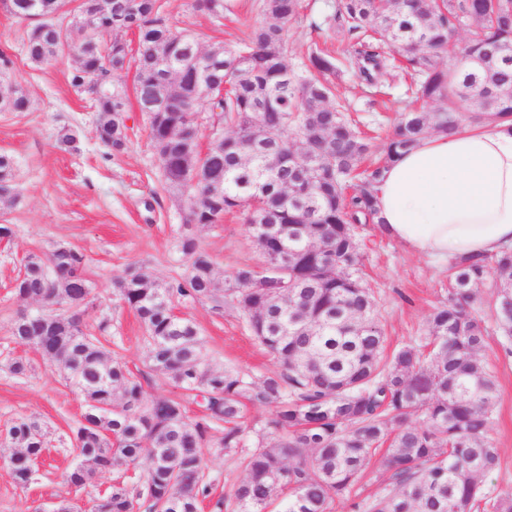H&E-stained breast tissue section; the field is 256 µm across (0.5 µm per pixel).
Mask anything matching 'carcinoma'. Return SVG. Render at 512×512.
<instances>
[{
    "mask_svg": "<svg viewBox=\"0 0 512 512\" xmlns=\"http://www.w3.org/2000/svg\"><path fill=\"white\" fill-rule=\"evenodd\" d=\"M15 16L40 22L26 32L28 59L49 63L72 54L70 84L97 112L96 136L111 155L129 143L123 73L135 68L139 111L149 110V136L164 188L187 205L186 226L217 224L240 211L257 249L278 273L246 264L216 277L207 250L190 232L178 239L186 273L163 281L145 265L113 279L115 295L143 324L146 364L204 412L191 418L186 400L149 397L140 378L108 349L107 324L88 326L94 311L85 256L59 245L24 264L13 294L40 307L21 313L10 336L36 345L85 397L70 427L80 462L64 475L75 493L96 474L145 468V482L110 486L95 512H198L213 484L199 453L216 432L217 451L243 456L246 476L217 512H330L374 456L392 488L369 512H512V493H486L481 477L500 461L488 437L497 383L480 353L489 334L476 286L495 276V325L512 338V252L448 267V296L429 318V357L406 344L386 352L375 303L357 273L362 256L353 225L376 222L374 189L384 166L359 170L372 145L330 101L335 59L309 55L298 72L288 63V28L301 0H264L265 20L248 40L204 47L179 29L162 0H0ZM223 24L231 0H195ZM81 16L75 22L68 18ZM334 19L356 36L349 61L380 67L385 49L419 78L416 100L438 104L403 113L385 159L409 150L436 129L453 131L461 112L512 116V0H339ZM472 29L462 41L459 27ZM106 31H135L138 47ZM454 59L440 67L442 53ZM0 51V112H25L27 96ZM211 113L207 152L197 114ZM15 161L0 153V203L16 200ZM238 308L278 362L249 380L206 363L195 323L174 314L181 301ZM273 407L271 432L250 440L240 424L246 403ZM16 452L9 466L22 487L35 480L47 448L38 420L20 418L7 431Z\"/></svg>",
    "mask_w": 512,
    "mask_h": 512,
    "instance_id": "carcinoma-1",
    "label": "carcinoma"
}]
</instances>
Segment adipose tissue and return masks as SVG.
<instances>
[{"mask_svg": "<svg viewBox=\"0 0 512 512\" xmlns=\"http://www.w3.org/2000/svg\"><path fill=\"white\" fill-rule=\"evenodd\" d=\"M376 206L384 234L444 265L512 249V118L466 112L421 139L386 166Z\"/></svg>", "mask_w": 512, "mask_h": 512, "instance_id": "adipose-tissue-1", "label": "adipose tissue"}]
</instances>
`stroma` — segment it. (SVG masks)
<instances>
[{
	"label": "stroma",
	"mask_w": 512,
	"mask_h": 512,
	"mask_svg": "<svg viewBox=\"0 0 512 512\" xmlns=\"http://www.w3.org/2000/svg\"><path fill=\"white\" fill-rule=\"evenodd\" d=\"M337 3L302 0L301 15L290 25L288 61L302 68L317 48L340 59L332 77V101L343 106L356 130L371 139L372 159L377 162L412 99L411 79L387 66L373 71L368 82L356 67L345 64L354 41L332 20ZM261 4L262 0H233L232 11L220 26L195 10L193 0H166V10L172 23L197 30L208 46L248 39L264 19ZM31 26V21L14 17L0 5V49H6L12 60L11 78L31 101L28 111L0 112V152L17 161L18 189L14 204L0 209V224L14 229L11 239L0 241V432L17 418H35L45 425L50 447L37 465L35 482L22 488L15 484L7 462L10 448L0 445V512H55L62 500L71 498L63 481L74 459L69 426L84 411L80 392L65 384L54 364L35 345L15 343L10 336L17 314L37 308L12 293L27 255H46L59 244L82 251L94 316L108 321L112 351L141 376L147 395L182 394L171 380L148 369L143 326L117 301L112 280L140 264L162 280L184 274L178 238L185 204L162 186L147 116L137 103L129 105L127 150L108 155L95 137L88 101L69 82L73 59L36 65L25 55L22 39ZM65 126L78 132L79 152L59 147L56 135ZM193 232L211 255L218 278H228L238 267L259 260L239 212L225 214L221 223L194 227ZM355 232L363 254V278L373 291L390 348L425 343L428 315L448 286L445 267L409 252L377 225L360 224ZM176 313L197 323L206 340V360L213 367L233 368L254 380L276 370V361L258 344L236 308L217 310L211 302L195 301L178 306ZM19 358L28 365L26 374L10 371V362ZM481 359L497 379L489 436L500 452L498 468L483 477L482 485L495 494L512 493V339L491 333ZM201 455L215 496L228 492L245 474L240 456H222L209 447L202 448ZM389 484L388 473L370 465L347 497L336 501L333 512H367Z\"/></svg>",
	"instance_id": "1"
}]
</instances>
